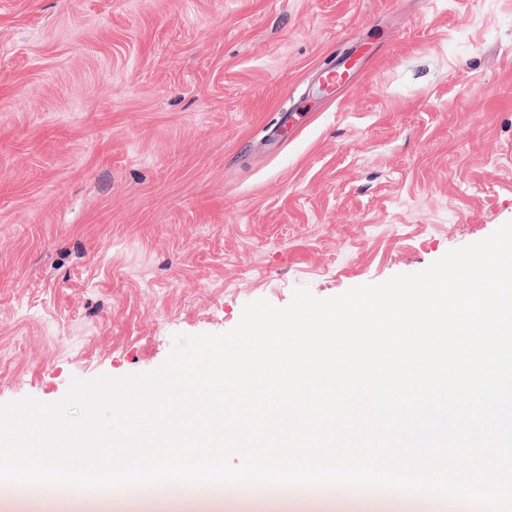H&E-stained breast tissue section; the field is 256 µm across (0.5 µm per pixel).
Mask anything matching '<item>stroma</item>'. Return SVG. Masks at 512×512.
<instances>
[{
  "label": "stroma",
  "mask_w": 512,
  "mask_h": 512,
  "mask_svg": "<svg viewBox=\"0 0 512 512\" xmlns=\"http://www.w3.org/2000/svg\"><path fill=\"white\" fill-rule=\"evenodd\" d=\"M511 220L512 0H0V405Z\"/></svg>",
  "instance_id": "stroma-1"
}]
</instances>
